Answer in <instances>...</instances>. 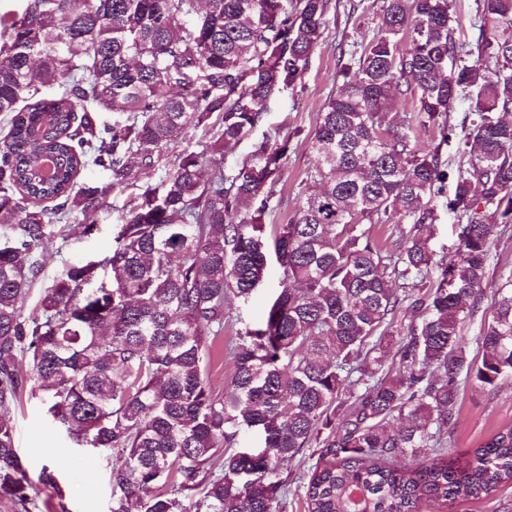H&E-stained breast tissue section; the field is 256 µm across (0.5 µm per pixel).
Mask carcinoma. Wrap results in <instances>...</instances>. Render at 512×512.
I'll list each match as a JSON object with an SVG mask.
<instances>
[{
  "instance_id": "carcinoma-1",
  "label": "carcinoma",
  "mask_w": 512,
  "mask_h": 512,
  "mask_svg": "<svg viewBox=\"0 0 512 512\" xmlns=\"http://www.w3.org/2000/svg\"><path fill=\"white\" fill-rule=\"evenodd\" d=\"M20 2L0 13V112L11 115L0 148L1 503H33L12 414L29 382L71 442L112 454V512H286L282 475L307 448L320 449L309 512H415L423 499L451 506L512 484V428L448 458L461 385L512 381V289L497 290L481 323V361L462 335L485 295L491 237L512 224V0H482L483 68H448V0H384L383 35L340 56L342 87L275 239L281 291L263 327L231 348L222 396L204 372L210 337L230 301L264 280L263 217L286 145L264 137L227 166L224 148L252 138L272 99L302 81L336 5ZM410 95L420 126L469 101L471 159L448 197L465 224L446 259L434 198L448 172L389 119ZM98 112L118 118L101 127ZM199 129L197 148L174 153ZM89 166L111 181L77 186ZM130 188L111 255L65 265L24 316L56 224ZM390 221L408 225L397 253L367 227ZM401 309L411 319L398 326ZM376 350L397 366H375ZM249 429L262 446L236 447Z\"/></svg>"
}]
</instances>
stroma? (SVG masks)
<instances>
[{"instance_id":"obj_1","label":"stroma","mask_w":512,"mask_h":512,"mask_svg":"<svg viewBox=\"0 0 512 512\" xmlns=\"http://www.w3.org/2000/svg\"><path fill=\"white\" fill-rule=\"evenodd\" d=\"M383 0H336V10L327 18L325 40L311 54L301 83L282 94L272 105L261 131L271 141L283 143L287 152L274 186L281 205L265 218L266 234H273L276 225L287 223L297 206V192L314 161L309 139L319 121L331 93L337 92L342 80L337 75L340 50L353 42L369 39L379 31ZM414 104L402 99L393 114L395 122L411 126V136L419 154L440 153L449 174L466 166L467 156L442 144L441 130L431 125L413 123ZM128 192H111L106 205L94 222L93 234L83 232V217L59 224L61 246L50 249L42 257L40 280L31 288L22 312L31 315L45 288L57 277L65 264L88 258L100 259L112 251L113 231L128 207ZM512 275V224L498 227L491 245L488 286L497 288ZM280 269L275 257L267 259V275L249 300H233L231 316L224 333L213 345L206 364L207 380L215 393L228 389L233 364L226 346L238 332L255 323L280 290ZM16 446L31 478L37 479L43 466L56 469V486L38 485L30 512H110L112 487L108 462L103 457L87 458L71 466L76 449L70 448L64 435L49 421L40 394L24 393L14 410ZM512 428V381L488 393L469 385L460 390L456 420L449 429L453 454L473 451L484 445L499 431ZM420 512H512V485L503 484L488 496L456 502L447 508L424 503Z\"/></svg>"}]
</instances>
